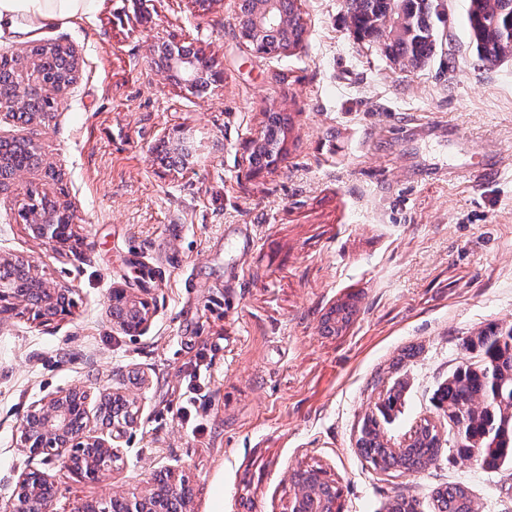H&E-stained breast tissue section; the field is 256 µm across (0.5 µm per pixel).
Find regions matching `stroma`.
Listing matches in <instances>:
<instances>
[{"mask_svg": "<svg viewBox=\"0 0 512 512\" xmlns=\"http://www.w3.org/2000/svg\"><path fill=\"white\" fill-rule=\"evenodd\" d=\"M102 0L41 38L74 49L76 80L37 127L0 109V138L33 136L42 165L0 192V256L33 260L73 290L71 315L0 324V492L47 471L54 512H77L111 488L143 490L170 466L194 488V512H289L292 470L319 466L342 512H388L397 495L436 512L435 488L468 487L475 512H512V468L496 472L442 448L419 471L380 470L356 445L363 418L394 381L406 384L384 439L407 444L422 421L447 433L433 401L481 330L512 326V60L479 66L469 0H447L438 47L423 67L396 69L360 39L345 0H298L305 38L261 55L239 36V0ZM197 43L224 81L197 95L158 76L153 48ZM288 118L277 159L250 154L269 112ZM467 159L502 167L436 181L452 165L440 124ZM185 168L158 156L178 141ZM75 214L58 248L15 218L31 192ZM147 295L149 329L112 326L107 297ZM354 303L327 335L322 319ZM212 361L205 431L176 410L192 363ZM98 376L139 401L120 459L98 483L62 457L28 458L19 419L42 396Z\"/></svg>", "mask_w": 512, "mask_h": 512, "instance_id": "1", "label": "stroma"}]
</instances>
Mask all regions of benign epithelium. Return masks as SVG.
I'll list each match as a JSON object with an SVG mask.
<instances>
[{"label": "benign epithelium", "mask_w": 512, "mask_h": 512, "mask_svg": "<svg viewBox=\"0 0 512 512\" xmlns=\"http://www.w3.org/2000/svg\"><path fill=\"white\" fill-rule=\"evenodd\" d=\"M194 44L161 42L154 51L166 59L161 69L170 77L172 67H178L182 83L196 88L199 75L192 65L187 49ZM34 212L38 223L31 226L35 237L50 244L62 242L73 225L68 212L43 213L35 204L25 207ZM73 289L63 283L43 282L42 287L23 293L11 279L0 275V324L24 311L36 319L50 321L71 313L67 308ZM107 313L112 324L129 333H144L151 322V301L131 295L125 288H114L108 297ZM137 397L128 390L111 388L94 390L78 382L65 389L47 394L34 402L20 418L18 446L26 455L35 458L50 454L65 455L69 470L81 481L97 483L108 466L119 458V443L125 430L136 419ZM87 450L86 460L67 449ZM55 488L43 470L28 468L17 477L7 495L0 496V512H52ZM193 488L170 466L159 467L150 474L145 490L140 494L114 489L82 512H192ZM290 512H340L336 496L326 497L311 507L300 502L294 491Z\"/></svg>", "instance_id": "1"}]
</instances>
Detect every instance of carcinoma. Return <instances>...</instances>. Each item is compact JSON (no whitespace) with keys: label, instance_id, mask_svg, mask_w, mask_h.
I'll return each instance as SVG.
<instances>
[{"label":"carcinoma","instance_id":"obj_1","mask_svg":"<svg viewBox=\"0 0 512 512\" xmlns=\"http://www.w3.org/2000/svg\"><path fill=\"white\" fill-rule=\"evenodd\" d=\"M394 0H346L347 13L355 29L371 42L383 44L386 55L405 69L425 65L437 49L439 18L430 0H402L409 28L402 34L384 37L382 21L392 11ZM476 57L494 65L512 57V0H470L467 13ZM296 0H288V24L274 23L262 29L250 26L249 14L238 16L239 34L257 51L276 54L288 44L302 41L303 26L298 24ZM36 85L23 87L17 83L3 99L22 91L41 100L35 119L43 121L56 111L47 90L56 88L69 78L65 71H45L34 67ZM285 119L278 113L268 115L263 142L252 152V164L261 169L270 165L285 139ZM352 317L347 305L333 309L326 318L325 329L337 332ZM478 351V360L461 363L434 393L436 407L454 428L448 443L456 448L461 461H470L486 471L495 472L512 466V327L482 331L466 343ZM404 386L394 385L381 404L383 418L391 416L403 396ZM357 445L374 468H398L414 471L425 468L439 455L442 447L437 427L425 422L417 428L404 448H390L384 442L380 422L364 418ZM436 500L448 499V512H474L468 489L450 485L435 491ZM417 499L398 496L389 512H418Z\"/></svg>","mask_w":512,"mask_h":512}]
</instances>
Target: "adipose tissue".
I'll return each instance as SVG.
<instances>
[{
    "label": "adipose tissue",
    "instance_id": "ef3b65f1",
    "mask_svg": "<svg viewBox=\"0 0 512 512\" xmlns=\"http://www.w3.org/2000/svg\"><path fill=\"white\" fill-rule=\"evenodd\" d=\"M96 0H0V37L23 40L41 28L87 16Z\"/></svg>",
    "mask_w": 512,
    "mask_h": 512
}]
</instances>
